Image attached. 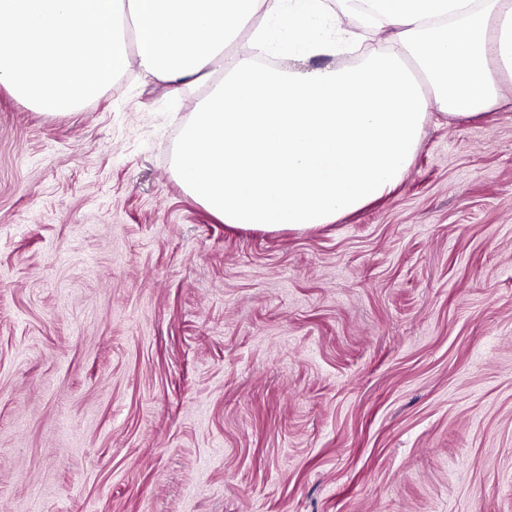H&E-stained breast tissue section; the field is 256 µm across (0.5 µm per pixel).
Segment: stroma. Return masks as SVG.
Returning <instances> with one entry per match:
<instances>
[{
  "label": "stroma",
  "instance_id": "stroma-1",
  "mask_svg": "<svg viewBox=\"0 0 512 512\" xmlns=\"http://www.w3.org/2000/svg\"><path fill=\"white\" fill-rule=\"evenodd\" d=\"M303 232L173 170L201 98L0 87V512H512V83Z\"/></svg>",
  "mask_w": 512,
  "mask_h": 512
}]
</instances>
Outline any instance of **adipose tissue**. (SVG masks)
<instances>
[{"mask_svg": "<svg viewBox=\"0 0 512 512\" xmlns=\"http://www.w3.org/2000/svg\"><path fill=\"white\" fill-rule=\"evenodd\" d=\"M390 29L358 66L314 67L353 33L324 0H0V87L61 113L138 68L204 89L174 168L187 193L231 226L332 224L391 192L431 111L470 119L512 78V0H345ZM250 50L224 49L255 15ZM93 38L74 48L84 32Z\"/></svg>", "mask_w": 512, "mask_h": 512, "instance_id": "adipose-tissue-1", "label": "adipose tissue"}]
</instances>
